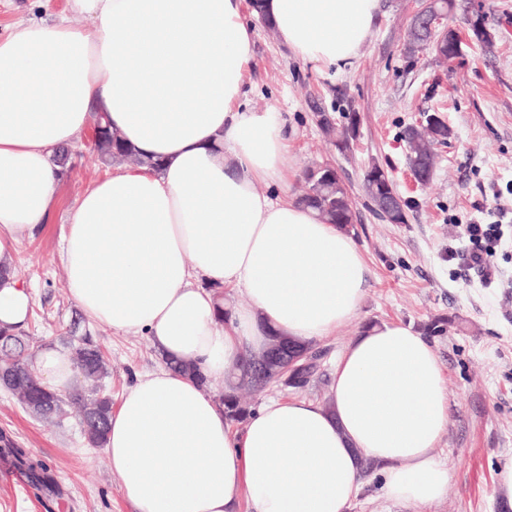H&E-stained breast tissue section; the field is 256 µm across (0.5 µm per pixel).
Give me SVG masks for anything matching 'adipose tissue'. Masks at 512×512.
Instances as JSON below:
<instances>
[{"label":"adipose tissue","mask_w":512,"mask_h":512,"mask_svg":"<svg viewBox=\"0 0 512 512\" xmlns=\"http://www.w3.org/2000/svg\"><path fill=\"white\" fill-rule=\"evenodd\" d=\"M379 0H263L302 61L343 71L372 35ZM82 17V24L71 21ZM242 0H68L50 23L0 37V267L44 224L60 168L97 112L148 163L96 182L73 210L60 259L82 313L144 333L166 363L110 418L107 463L136 512H350L373 461L391 500L429 505L448 471L441 363L412 326L360 330L336 360L329 405L269 400L236 430L218 395L269 336L312 343L354 320L370 270L346 230L289 192L288 131L242 100L255 63ZM161 169H153V162ZM247 296L225 303L224 290ZM32 295L0 280V328L27 324ZM199 367L208 386L171 369ZM32 370L62 392L70 355Z\"/></svg>","instance_id":"obj_1"}]
</instances>
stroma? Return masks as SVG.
Segmentation results:
<instances>
[{
  "label": "stroma",
  "mask_w": 512,
  "mask_h": 512,
  "mask_svg": "<svg viewBox=\"0 0 512 512\" xmlns=\"http://www.w3.org/2000/svg\"><path fill=\"white\" fill-rule=\"evenodd\" d=\"M484 7L495 36L493 52L479 44L440 63L424 50L408 55L407 27L422 0H380L373 34L353 66L339 73L294 58L262 22H255L256 63L245 77V100L258 111L278 112L288 129L295 169L288 174L299 194L303 171L331 163L346 184L355 214L350 235L370 269L356 321L316 343L319 367L308 386L268 388L265 398L331 399L334 364L360 325L402 322L421 327L451 317L448 332L433 337L448 389L450 423L435 450L447 466L448 491L414 508L388 499L378 473L365 484L351 512H512L499 494L500 471L512 460V0H471ZM66 0H0V36L26 22L52 21ZM324 110L336 125L356 114L358 135L338 151L314 120ZM425 112H438L451 130L438 148L428 185L416 184L406 164L403 128ZM373 164L387 169L406 204V221L391 224L373 211L363 186ZM55 203L41 229L17 246V278L34 296L22 331L27 355L57 347L83 314L71 299L59 259L69 214L93 183L112 173L87 144L61 162ZM499 222L503 236L493 258L500 277L484 284L465 256L473 244L468 224ZM108 358L105 385L113 406L139 374L162 359L145 335H116L90 324ZM0 430L45 460L61 488L36 498L25 482H0V512H134L106 451L89 447L76 418L44 422L0 390Z\"/></svg>",
  "instance_id": "obj_1"
}]
</instances>
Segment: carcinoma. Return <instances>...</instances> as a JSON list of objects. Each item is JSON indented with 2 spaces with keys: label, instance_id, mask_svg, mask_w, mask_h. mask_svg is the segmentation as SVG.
<instances>
[{
  "label": "carcinoma",
  "instance_id": "carcinoma-1",
  "mask_svg": "<svg viewBox=\"0 0 512 512\" xmlns=\"http://www.w3.org/2000/svg\"><path fill=\"white\" fill-rule=\"evenodd\" d=\"M450 12L462 11L465 18L476 19L475 31L471 32L476 42L486 52H492L494 39L486 28L485 14L469 11L466 0H445ZM428 35L410 29L407 52L411 55L426 49ZM318 127L328 137L334 139V145L348 138L349 128L339 129L326 113H318ZM91 130L95 137L91 150L96 152L105 164L148 165L160 169V163L147 160L129 147L120 135L112 131V126L103 114L96 116ZM451 130L444 124L437 130L427 131L408 125L402 132L407 144V160L411 167H424L434 171L437 162L436 146L448 142ZM306 191L300 201L318 213L328 224H340L350 228L354 221L352 201L345 184L330 166L308 169ZM366 193L375 210L381 217H386L387 209L392 204L391 198L364 184ZM62 342L68 349L79 376L83 381L94 386L91 393L76 388L66 394L48 389L35 376L24 356V342L17 334L0 333V382L5 390L16 398L19 404L35 416L60 423L71 408L79 415L83 434L87 444L93 448H102L106 444L109 419L112 414V396L105 391L103 380L108 375L106 359L100 346L90 333L81 336H64ZM252 357L247 356L234 365L232 380L226 386L221 401L229 420L245 421L252 413L244 394L257 392L282 380L288 385V371L275 366V374L259 382L251 373ZM0 455L12 460L14 466L25 474L28 485L36 497L53 496L59 493L54 473L41 459L18 445L9 435L0 432Z\"/></svg>",
  "mask_w": 512,
  "mask_h": 512
}]
</instances>
